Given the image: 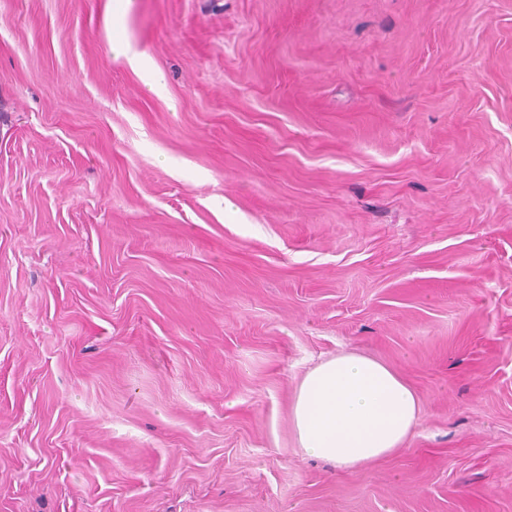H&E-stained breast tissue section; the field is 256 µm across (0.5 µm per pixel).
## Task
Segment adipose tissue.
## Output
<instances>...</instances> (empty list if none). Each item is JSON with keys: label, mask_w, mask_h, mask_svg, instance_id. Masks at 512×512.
<instances>
[{"label": "adipose tissue", "mask_w": 512, "mask_h": 512, "mask_svg": "<svg viewBox=\"0 0 512 512\" xmlns=\"http://www.w3.org/2000/svg\"><path fill=\"white\" fill-rule=\"evenodd\" d=\"M420 417L418 396L390 366L354 353L309 370L291 406L298 447L342 470L364 468L401 448Z\"/></svg>", "instance_id": "adipose-tissue-1"}]
</instances>
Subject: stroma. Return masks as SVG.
<instances>
[{"label": "stroma", "instance_id": "obj_1", "mask_svg": "<svg viewBox=\"0 0 512 512\" xmlns=\"http://www.w3.org/2000/svg\"><path fill=\"white\" fill-rule=\"evenodd\" d=\"M0 512H512V0H0ZM112 49L124 54L134 68L145 74L147 83L151 89L159 90L163 86L161 74L150 69L149 58L145 52L138 51L131 43L126 42L122 38H118L116 42L113 43ZM420 417L418 396L390 366L354 353L309 370L291 406L298 448L342 470L364 468L401 448Z\"/></svg>", "mask_w": 512, "mask_h": 512}]
</instances>
